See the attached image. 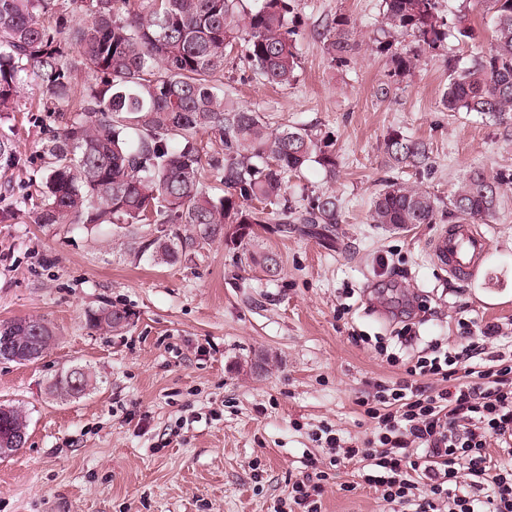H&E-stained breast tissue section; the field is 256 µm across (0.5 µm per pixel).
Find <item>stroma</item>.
<instances>
[{
    "mask_svg": "<svg viewBox=\"0 0 512 512\" xmlns=\"http://www.w3.org/2000/svg\"><path fill=\"white\" fill-rule=\"evenodd\" d=\"M445 6L466 11L474 39L422 57L386 99L377 93L391 68L376 49L382 0H294L300 69L287 86L254 76L236 46L226 91L272 126L335 141V177L310 165L290 180V195L332 192L340 203L333 241L303 224L284 233L270 224L257 230L249 264L222 241L194 261L157 264L130 255L111 228L35 223L42 146L61 120L37 111L38 88L25 90L27 111L9 121L25 164L0 194V322L47 320L56 342L36 362H0V402L29 420L25 447L0 460V512H274L310 456L329 473L321 512H384L375 490L346 491L357 464L330 468L328 449L312 439L322 426L344 442L364 438L373 423L358 400L369 382L404 377L372 337L394 342L396 314L421 301L431 308L421 335L449 346L461 342L462 317L502 324L512 336V185L480 227L490 247L472 284L431 259L447 214L405 230L368 220L385 182L445 202L470 170H512V121L442 102L446 58L465 63L485 50L493 12L488 0ZM339 13L357 31L344 66L330 63L322 40ZM395 131L427 143V166L389 161L384 141ZM265 256L279 261L278 275L269 276ZM105 305L130 312L127 332L90 328L87 312ZM72 366L89 372L91 390L54 397L52 383Z\"/></svg>",
    "mask_w": 512,
    "mask_h": 512,
    "instance_id": "stroma-1",
    "label": "stroma"
}]
</instances>
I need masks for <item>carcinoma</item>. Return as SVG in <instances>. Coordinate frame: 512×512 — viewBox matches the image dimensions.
<instances>
[{
    "mask_svg": "<svg viewBox=\"0 0 512 512\" xmlns=\"http://www.w3.org/2000/svg\"><path fill=\"white\" fill-rule=\"evenodd\" d=\"M126 0H0V120L20 111L28 86L42 90L40 112H67L43 147L38 224L116 226L130 252L157 263L190 260L217 241L254 260V227L338 224L335 195L299 203L287 197L289 175L310 164L336 176L335 142L309 129H272L256 110L224 93V60L237 41L253 74L285 86L299 67L294 0H147L123 13ZM495 14L489 48L461 66L448 59L442 101L450 112L512 119V0H488ZM376 49L390 53L391 73L405 78L424 54L444 50L448 36H474L468 15L448 17L441 0H383ZM354 23L336 15L323 48L345 64L354 50ZM219 142L208 147L200 138ZM394 165L418 168L426 143L395 131L386 141ZM24 160L13 136L0 131V174ZM212 176L223 195L206 191ZM512 174L492 179L472 170L448 201V222L492 218ZM440 200L390 181L375 196L370 222L405 229L432 224ZM97 330L120 334L131 314L116 306L87 315ZM90 376L65 371L54 384L64 396L85 393Z\"/></svg>",
    "mask_w": 512,
    "mask_h": 512,
    "instance_id": "cac0c4a2",
    "label": "carcinoma"
}]
</instances>
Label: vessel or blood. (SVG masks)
<instances>
[{
	"label": "vessel or blood",
	"instance_id": "1",
	"mask_svg": "<svg viewBox=\"0 0 512 512\" xmlns=\"http://www.w3.org/2000/svg\"><path fill=\"white\" fill-rule=\"evenodd\" d=\"M488 249L487 238L474 225L451 224L433 241V261L450 277L468 282L477 275Z\"/></svg>",
	"mask_w": 512,
	"mask_h": 512
}]
</instances>
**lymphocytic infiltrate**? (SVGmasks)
Returning a JSON list of instances; mask_svg holds the SVG:
<instances>
[{
	"instance_id": "1",
	"label": "lymphocytic infiltrate",
	"mask_w": 512,
	"mask_h": 512,
	"mask_svg": "<svg viewBox=\"0 0 512 512\" xmlns=\"http://www.w3.org/2000/svg\"><path fill=\"white\" fill-rule=\"evenodd\" d=\"M463 344L431 338L393 384L376 382L360 405L374 428L340 445L331 428L317 440L337 467L356 461L363 485L393 512H512V353L486 356L503 336L496 323H461ZM289 507L320 512L325 471L308 459Z\"/></svg>"
}]
</instances>
